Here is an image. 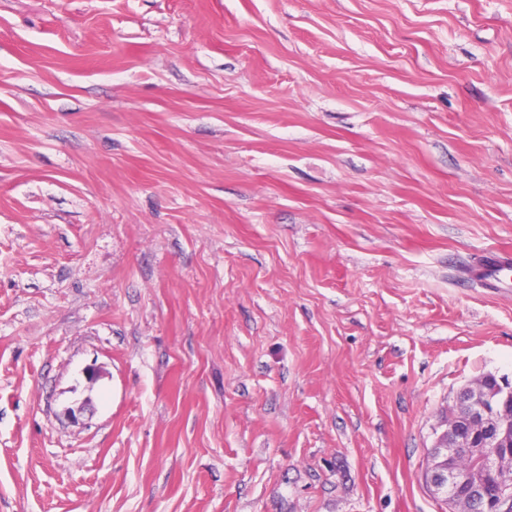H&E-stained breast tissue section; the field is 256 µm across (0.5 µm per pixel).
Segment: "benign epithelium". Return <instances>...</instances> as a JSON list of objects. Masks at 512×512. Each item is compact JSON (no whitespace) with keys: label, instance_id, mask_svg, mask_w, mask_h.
<instances>
[{"label":"benign epithelium","instance_id":"7a95c632","mask_svg":"<svg viewBox=\"0 0 512 512\" xmlns=\"http://www.w3.org/2000/svg\"><path fill=\"white\" fill-rule=\"evenodd\" d=\"M464 455L475 465H461ZM501 473H512V383L482 376L456 393L422 479L448 512H473L477 505L481 512H509L512 488L490 489V477Z\"/></svg>","mask_w":512,"mask_h":512}]
</instances>
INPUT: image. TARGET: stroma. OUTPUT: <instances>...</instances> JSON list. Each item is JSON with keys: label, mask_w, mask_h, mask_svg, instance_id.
Returning a JSON list of instances; mask_svg holds the SVG:
<instances>
[{"label": "stroma", "mask_w": 512, "mask_h": 512, "mask_svg": "<svg viewBox=\"0 0 512 512\" xmlns=\"http://www.w3.org/2000/svg\"><path fill=\"white\" fill-rule=\"evenodd\" d=\"M494 252L512 0H0V512H446Z\"/></svg>", "instance_id": "obj_1"}]
</instances>
